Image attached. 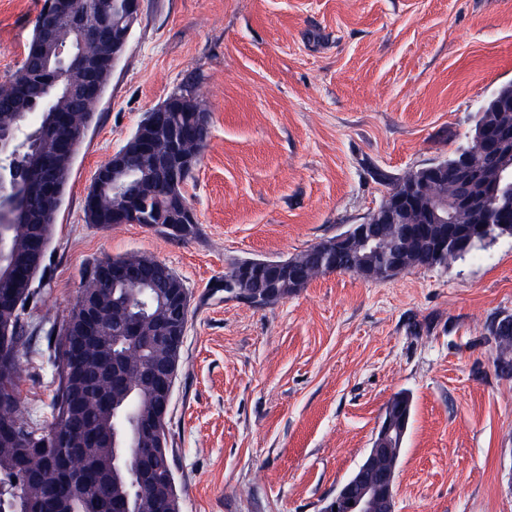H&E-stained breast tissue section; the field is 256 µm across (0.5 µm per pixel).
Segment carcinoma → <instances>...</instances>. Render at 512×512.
Returning <instances> with one entry per match:
<instances>
[{
    "mask_svg": "<svg viewBox=\"0 0 512 512\" xmlns=\"http://www.w3.org/2000/svg\"><path fill=\"white\" fill-rule=\"evenodd\" d=\"M112 52V37L101 34L84 45L83 52L98 56ZM200 100L192 105L150 113L155 126L191 125L193 110ZM62 112L77 124H84L93 117L92 102L65 93L52 95L45 84L30 78L20 84L15 79L0 84V128L26 130L24 138L16 140L6 155H0V170L6 171L13 183L19 201V210L14 224L10 225L9 240L12 259L19 265L26 264L34 243H48L58 208L49 209L36 194L35 185L42 179L55 180L66 188L73 159L80 140H75L68 151L58 148L55 139L45 135L36 137L45 118ZM481 119L499 126L512 127V114L499 112L489 105ZM185 154L198 159L205 146L200 132L184 139ZM470 151L475 165L481 167L480 177L472 185V195L478 205L485 204L494 172L484 166V159L473 144L458 147ZM120 186L139 193V206L155 224L166 225L169 217L188 204L183 192L184 183H173L167 171L146 159L139 167L118 175ZM99 208L110 212L123 203V194L107 180L94 189ZM424 213L411 217L414 228L420 233L410 239L399 237L397 224H369L368 235L376 238L383 249L380 255H368L357 244L347 247L326 248L320 242L290 259L291 267L306 272L302 281H283L278 289V299L304 287L314 276L324 272L352 273L357 269L379 270L390 257H398L407 267H433L435 239L440 233L436 224L422 223ZM464 224L477 229L471 240L453 241L445 260L464 257L476 245L498 238L495 224H478V213L461 215ZM136 268V282L129 288L108 287L103 291L107 314H112V304L123 301L131 314L142 313L147 298L141 290H160L169 286L170 280L178 279L176 273L165 263L146 256L132 257ZM20 299L19 307L0 306V331L10 330V340L22 342L24 328L21 310L33 298L23 272L8 277L0 284ZM489 335L498 342H512V315L499 317L491 322ZM47 348L54 353L59 372V384L51 404V421L47 429L54 438L44 440L35 435L40 430L31 418L23 417L19 383L21 364L16 360L4 372L0 371V392L11 394L16 402L14 414L0 416V421L10 425L26 427L29 432L17 431L13 439L0 440V499L14 496L23 498L28 512H129L128 501L132 490L133 475L126 471L114 476L112 436L132 425L136 414L150 413L156 405V395L146 363L155 358L152 347L144 344H124L104 327L97 358L87 361L81 369L80 381L72 385L66 377L63 350L68 337L63 332H48ZM412 414V396L402 391L387 403L383 420L396 424L392 437L399 446L404 444ZM54 456L62 464L59 473L50 472L48 456ZM170 473L169 450L157 449L150 459V480L147 488L156 498L165 501L170 496L168 474Z\"/></svg>",
    "mask_w": 512,
    "mask_h": 512,
    "instance_id": "obj_1",
    "label": "carcinoma"
}]
</instances>
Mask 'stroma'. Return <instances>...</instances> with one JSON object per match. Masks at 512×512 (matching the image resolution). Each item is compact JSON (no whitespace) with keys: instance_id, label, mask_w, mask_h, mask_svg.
<instances>
[{"instance_id":"obj_1","label":"stroma","mask_w":512,"mask_h":512,"mask_svg":"<svg viewBox=\"0 0 512 512\" xmlns=\"http://www.w3.org/2000/svg\"><path fill=\"white\" fill-rule=\"evenodd\" d=\"M42 3L0 0V83ZM509 82L512 0H141L23 314V407L49 422L46 336L89 263L145 255L189 291L167 419L182 512H321L401 391L395 512H512V347L488 333L512 314V237L383 280L324 274L263 308L214 287L236 259H288L366 223ZM190 85L210 114L184 188L197 235L88 223L99 166Z\"/></svg>"}]
</instances>
